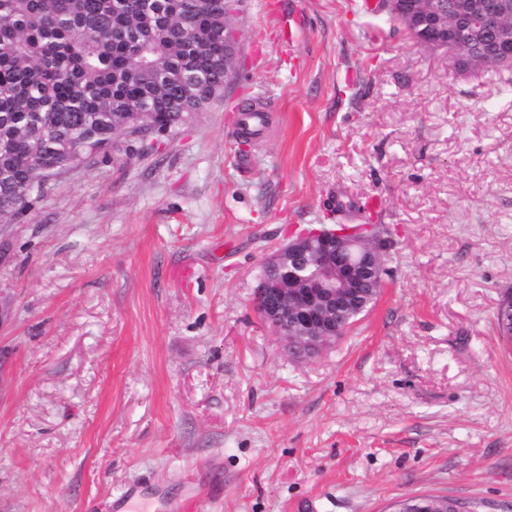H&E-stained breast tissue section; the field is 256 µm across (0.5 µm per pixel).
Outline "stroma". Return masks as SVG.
Segmentation results:
<instances>
[{
  "label": "stroma",
  "instance_id": "stroma-1",
  "mask_svg": "<svg viewBox=\"0 0 512 512\" xmlns=\"http://www.w3.org/2000/svg\"><path fill=\"white\" fill-rule=\"evenodd\" d=\"M365 0H241L239 72L153 152L0 218V512H512V85ZM269 129L240 144L239 117ZM388 232L375 305L309 361L252 307L337 201Z\"/></svg>",
  "mask_w": 512,
  "mask_h": 512
}]
</instances>
